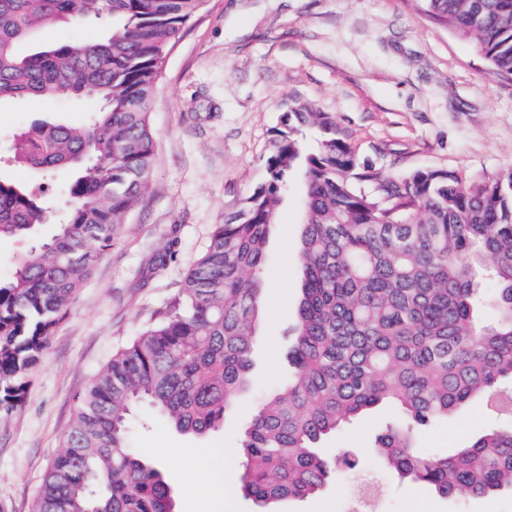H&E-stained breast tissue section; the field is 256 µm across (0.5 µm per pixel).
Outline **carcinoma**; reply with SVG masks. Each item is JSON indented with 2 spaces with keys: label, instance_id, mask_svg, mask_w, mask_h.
Segmentation results:
<instances>
[{
  "label": "carcinoma",
  "instance_id": "carcinoma-1",
  "mask_svg": "<svg viewBox=\"0 0 512 512\" xmlns=\"http://www.w3.org/2000/svg\"><path fill=\"white\" fill-rule=\"evenodd\" d=\"M413 2L512 78V0ZM202 4L0 0V99L101 102L82 128L41 120L14 143L35 169H79L64 213L0 179V239L58 225L0 280V409L21 403L68 302L149 186L155 86L167 50ZM64 20L108 28L98 40L18 53L36 31ZM305 129L321 134L314 152L303 149ZM265 169L242 209L213 225L169 310L113 353L82 393L34 512H86L97 486V512H174L160 469L130 449L129 419L146 403L177 432L204 436L251 390L266 247L296 172L305 196L292 372L256 393L240 445L241 494L269 512L319 493L338 465H354L323 442L379 405L391 406L394 420L373 455L400 479L443 498L512 489V426L485 428L450 454L416 446L425 428L472 404L512 416V171L470 183L434 168L382 179L358 165L329 114L307 108L281 116ZM486 308L491 323L482 320Z\"/></svg>",
  "mask_w": 512,
  "mask_h": 512
}]
</instances>
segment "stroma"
<instances>
[{"label": "stroma", "instance_id": "1", "mask_svg": "<svg viewBox=\"0 0 512 512\" xmlns=\"http://www.w3.org/2000/svg\"><path fill=\"white\" fill-rule=\"evenodd\" d=\"M291 106L333 115L357 161L384 177L430 167L472 181L512 170V79L495 74L470 41L413 0H205L157 82L150 187L69 304L23 401L0 410V512H32L79 396L115 351L162 316L213 225L265 180L273 130ZM95 107L75 98L0 100V178L43 186L45 203L65 208L72 172H35L14 159L11 146L35 121L81 126ZM303 197V181L293 177L267 247L253 370L260 390H272L290 371ZM252 409V394L242 395L222 430L199 437L179 434L148 406L136 408L130 446L161 469L174 512H225L228 496L232 512H255L239 491L240 459L220 460L224 449L239 448ZM392 417L384 408L329 438L327 447L351 450L355 467H340L320 495L279 502L275 512H344L366 486L375 490L370 512H512L511 491L440 498L380 469L370 447ZM505 422L475 404L423 434L420 445L450 453ZM163 448L174 456H160Z\"/></svg>", "mask_w": 512, "mask_h": 512}]
</instances>
